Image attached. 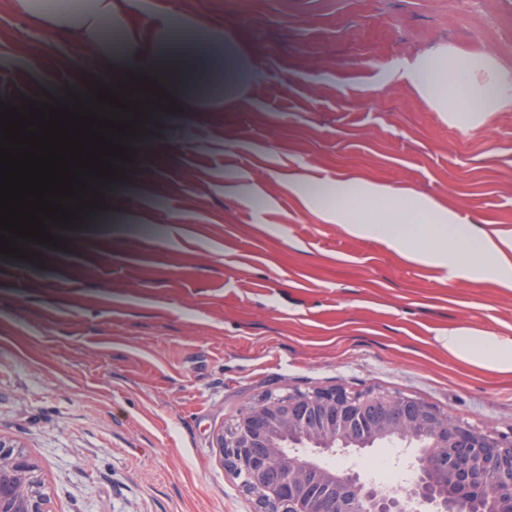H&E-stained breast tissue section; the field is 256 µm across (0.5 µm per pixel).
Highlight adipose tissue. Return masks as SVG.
Returning a JSON list of instances; mask_svg holds the SVG:
<instances>
[{
	"instance_id": "adipose-tissue-1",
	"label": "adipose tissue",
	"mask_w": 512,
	"mask_h": 512,
	"mask_svg": "<svg viewBox=\"0 0 512 512\" xmlns=\"http://www.w3.org/2000/svg\"><path fill=\"white\" fill-rule=\"evenodd\" d=\"M192 44V43H191ZM207 43L183 55L155 50L113 82L131 111L150 112L168 95L200 99L213 70ZM402 79L434 111L447 113L469 131L496 112L512 111V70L490 51L441 48L408 60ZM292 189L303 206L353 238L377 243L400 257L443 271L451 280L512 288V227L465 223L455 207L412 189H394L364 178L314 184L296 179ZM449 357L487 373L512 376V336L453 325L436 338Z\"/></svg>"
}]
</instances>
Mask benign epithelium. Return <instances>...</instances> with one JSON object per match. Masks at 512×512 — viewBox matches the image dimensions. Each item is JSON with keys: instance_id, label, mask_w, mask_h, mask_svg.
Listing matches in <instances>:
<instances>
[{"instance_id": "obj_1", "label": "benign epithelium", "mask_w": 512, "mask_h": 512, "mask_svg": "<svg viewBox=\"0 0 512 512\" xmlns=\"http://www.w3.org/2000/svg\"><path fill=\"white\" fill-rule=\"evenodd\" d=\"M353 396L340 387L321 389L312 397L317 409L315 423L308 424L303 401L283 407L275 398L245 408L238 416L239 428L219 433L217 448L233 475H256L275 468L281 474L277 493L270 496L254 482H240L253 494L263 512H323L320 504L307 496L312 476L322 477L338 494V512H351L350 501L365 504L364 512H461L463 501L479 499L491 492L512 502V454L504 460L495 455L462 463L455 455L439 451L458 447V430L467 426L461 419L441 415L432 406L411 402L400 394L370 393L361 396L362 409L383 405L389 410L375 420L370 433L385 437L413 432L419 426L433 431V438L410 461L413 473L404 490L376 485L358 474L319 462L322 456H341L351 448L356 434L354 414L348 411ZM475 434L497 448L512 451V429L494 432L471 426ZM444 476L459 483L455 497L433 495L427 489L432 462ZM36 465L20 447L0 437V512H47L46 497L35 475Z\"/></svg>"}]
</instances>
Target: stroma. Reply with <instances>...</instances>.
<instances>
[{"label": "stroma", "mask_w": 512, "mask_h": 512, "mask_svg": "<svg viewBox=\"0 0 512 512\" xmlns=\"http://www.w3.org/2000/svg\"><path fill=\"white\" fill-rule=\"evenodd\" d=\"M139 2L155 21L86 36L0 0L16 107L111 84L110 59L148 54L164 16L247 74L144 116L134 164L58 245L0 254V436L38 464L48 512H261L216 437L270 393H400L512 428V377L434 341L451 324L512 334V291L353 238L289 188L359 177L512 225V112L465 132L387 77L447 45L512 67V0Z\"/></svg>", "instance_id": "1"}]
</instances>
